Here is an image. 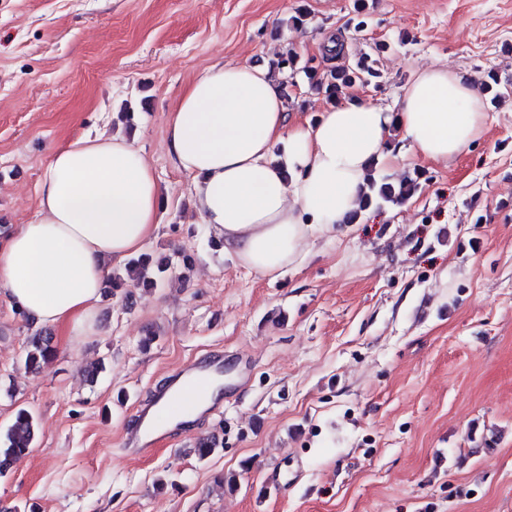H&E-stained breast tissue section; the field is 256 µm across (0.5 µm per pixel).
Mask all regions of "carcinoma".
<instances>
[{
	"instance_id": "carcinoma-1",
	"label": "carcinoma",
	"mask_w": 512,
	"mask_h": 512,
	"mask_svg": "<svg viewBox=\"0 0 512 512\" xmlns=\"http://www.w3.org/2000/svg\"><path fill=\"white\" fill-rule=\"evenodd\" d=\"M374 60L365 56L351 66H335L325 68L308 58L299 61V58L289 53L278 61L280 69L294 70L301 68L308 80L309 88L315 92L323 93L331 100H337L344 90L353 85L360 78L370 80L377 76L373 67ZM418 182L397 184L380 182L376 179L370 181L361 200V209L366 210L372 206L377 208L385 204H399L414 192ZM128 271L136 285L147 290L158 287L168 276L170 266L159 264L154 266L149 259L140 257L128 262ZM54 355L52 337L36 333L29 337L24 350L25 369L32 373L40 372ZM37 421L26 409L17 411L14 421L6 433L4 447L0 448V475L9 469V464L27 453L33 447L36 437Z\"/></svg>"
}]
</instances>
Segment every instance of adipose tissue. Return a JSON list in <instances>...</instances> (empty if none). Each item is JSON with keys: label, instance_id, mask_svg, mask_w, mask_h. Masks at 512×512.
Masks as SVG:
<instances>
[{"label": "adipose tissue", "instance_id": "1", "mask_svg": "<svg viewBox=\"0 0 512 512\" xmlns=\"http://www.w3.org/2000/svg\"><path fill=\"white\" fill-rule=\"evenodd\" d=\"M489 114L475 77L418 71L396 108L352 95L313 120L290 119L279 80L258 64H216L186 87L166 148L191 180L196 214L236 265L266 277L300 261L358 211L372 167L456 158ZM162 191L134 141L86 134L56 151L32 220L0 236V301L36 327L92 331L111 269L159 229Z\"/></svg>", "mask_w": 512, "mask_h": 512}]
</instances>
